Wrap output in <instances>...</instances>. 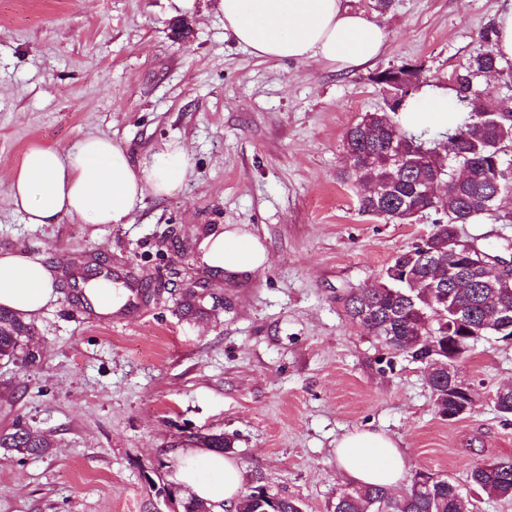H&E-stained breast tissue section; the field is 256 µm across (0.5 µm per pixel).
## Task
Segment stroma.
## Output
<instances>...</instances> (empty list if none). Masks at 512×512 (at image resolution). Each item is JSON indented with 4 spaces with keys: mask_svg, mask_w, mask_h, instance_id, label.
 <instances>
[{
    "mask_svg": "<svg viewBox=\"0 0 512 512\" xmlns=\"http://www.w3.org/2000/svg\"><path fill=\"white\" fill-rule=\"evenodd\" d=\"M387 34L370 66L265 60L224 18L188 19L170 0H0V257H39L57 299L32 318L35 365L0 366V428L22 419L55 442L40 456L0 450V512H168L184 454L205 436L231 441L243 484L327 512L349 488L336 444L378 430L407 474L462 485L477 464L512 459V342L478 340L459 375L473 409L441 417L424 363L351 322L345 300L376 281L433 228L360 213L344 182L343 135L383 105L376 73L409 62L421 83L449 85L493 26L501 0H394L386 13L349 0ZM105 136L140 154L180 141L195 176L171 198H146L130 224H28L6 189L32 147ZM229 224L260 237L265 270L216 280L200 243ZM463 238L512 258V224L489 217ZM128 268L148 305L134 322L94 323L75 283Z\"/></svg>",
    "mask_w": 512,
    "mask_h": 512,
    "instance_id": "35a3bbf8",
    "label": "stroma"
}]
</instances>
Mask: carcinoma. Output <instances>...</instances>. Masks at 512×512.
<instances>
[{"label": "carcinoma", "instance_id": "1", "mask_svg": "<svg viewBox=\"0 0 512 512\" xmlns=\"http://www.w3.org/2000/svg\"><path fill=\"white\" fill-rule=\"evenodd\" d=\"M483 46L468 66L454 75L450 105L457 122L444 129H414L402 124L400 110L410 94L418 69L408 64L382 71L376 82L386 93V110L367 114L368 124L359 120L345 133L344 152L349 166L343 178L356 185L381 184L385 195L358 198L359 212L406 224L409 216L434 210L424 193L426 185L439 179L446 185L444 214L435 219L428 244L433 257L420 263V249L397 253L384 268L428 278L430 288L412 293L407 288H378L365 285L345 301L347 317L368 334L416 361L430 363L462 360L454 341L465 336L473 347L485 336H512V278L494 276L474 279L475 254L467 251L469 241L448 252L452 229L471 224L496 210L499 199L512 193V112L499 111L489 94L478 87L477 78L505 70L491 34L482 35ZM42 357L32 344L30 325L12 311L0 307V361L28 367ZM435 402L452 409L456 400H469L476 391L462 380L450 379L445 368L428 376ZM494 406L504 416L512 415V388L499 390ZM51 441L33 432L21 418L0 429V448L16 455H40ZM469 490L448 478L416 473L397 492L384 486H358L340 493L328 512H472L471 490L490 498L512 500V459L473 467ZM251 496L243 512H303L301 503L290 497L266 493L261 478L251 481Z\"/></svg>", "mask_w": 512, "mask_h": 512}]
</instances>
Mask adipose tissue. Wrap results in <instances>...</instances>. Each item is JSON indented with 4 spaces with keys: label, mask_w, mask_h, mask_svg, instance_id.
<instances>
[{
    "label": "adipose tissue",
    "mask_w": 512,
    "mask_h": 512,
    "mask_svg": "<svg viewBox=\"0 0 512 512\" xmlns=\"http://www.w3.org/2000/svg\"><path fill=\"white\" fill-rule=\"evenodd\" d=\"M224 29L252 55L267 59H315L338 71L373 63L384 51L386 33L344 0H214ZM408 126L445 128L456 113L448 90L425 86L405 103ZM194 176L183 145L175 140L132 156L127 147L88 136L68 148L38 146L24 156L7 187V196L29 224H58L78 219L87 224H129L146 197L177 195ZM209 271L233 279L251 276L268 264L259 237L227 225L202 243ZM57 298L52 273L39 258L25 253L0 257V306L32 317ZM346 478L358 485L397 487L405 475L403 455L380 432L356 431L336 445ZM185 480L197 498L234 506L240 493L241 469L216 452H188ZM200 460L208 478L196 475Z\"/></svg>",
    "instance_id": "obj_1"
}]
</instances>
